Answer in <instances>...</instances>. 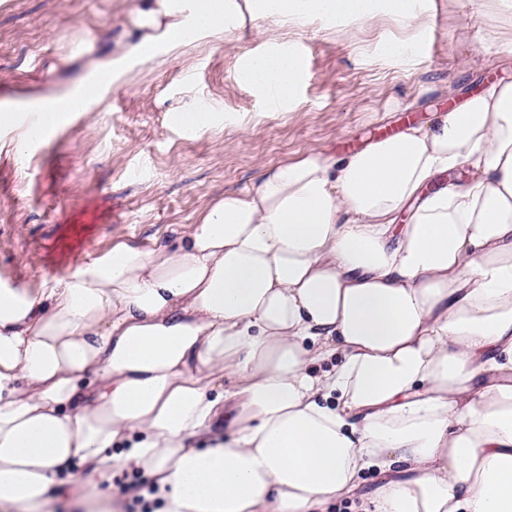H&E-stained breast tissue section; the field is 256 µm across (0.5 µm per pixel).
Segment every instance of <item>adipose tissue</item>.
<instances>
[{
    "instance_id": "adipose-tissue-1",
    "label": "adipose tissue",
    "mask_w": 512,
    "mask_h": 512,
    "mask_svg": "<svg viewBox=\"0 0 512 512\" xmlns=\"http://www.w3.org/2000/svg\"><path fill=\"white\" fill-rule=\"evenodd\" d=\"M377 0H132L121 41L19 156L103 101L89 76L223 32L227 14L367 19ZM298 60H249L273 104ZM458 182L442 176L458 168ZM334 361L330 370L320 363ZM512 512V82L339 158L277 164L152 249L0 286V512Z\"/></svg>"
}]
</instances>
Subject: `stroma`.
Here are the masks:
<instances>
[{
  "label": "stroma",
  "instance_id": "1",
  "mask_svg": "<svg viewBox=\"0 0 512 512\" xmlns=\"http://www.w3.org/2000/svg\"><path fill=\"white\" fill-rule=\"evenodd\" d=\"M129 2L0 0V101L68 86L118 38ZM276 37L300 63L281 112L240 78ZM399 42L408 52H391ZM498 82H512V0H417L409 19L230 16L222 39L125 64L29 159L15 153L24 126L0 129V284L35 286L119 243L153 248L273 165L350 154ZM192 102L209 128L178 122Z\"/></svg>",
  "mask_w": 512,
  "mask_h": 512
}]
</instances>
